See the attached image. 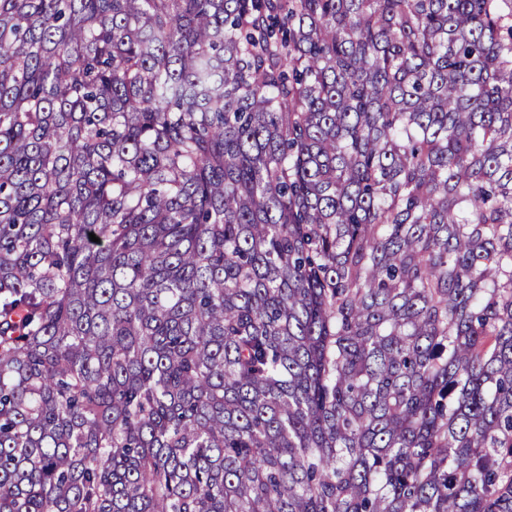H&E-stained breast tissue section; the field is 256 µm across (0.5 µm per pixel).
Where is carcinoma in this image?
Listing matches in <instances>:
<instances>
[{
    "instance_id": "cac0c4a2",
    "label": "carcinoma",
    "mask_w": 512,
    "mask_h": 512,
    "mask_svg": "<svg viewBox=\"0 0 512 512\" xmlns=\"http://www.w3.org/2000/svg\"><path fill=\"white\" fill-rule=\"evenodd\" d=\"M0 512H512V0H0Z\"/></svg>"
}]
</instances>
